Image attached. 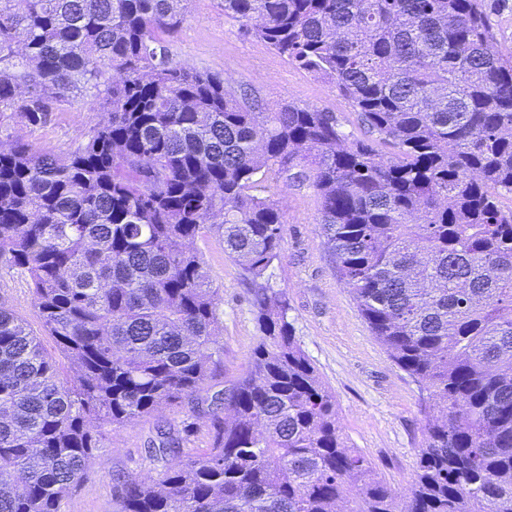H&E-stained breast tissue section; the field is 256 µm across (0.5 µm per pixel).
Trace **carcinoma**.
Masks as SVG:
<instances>
[{
  "mask_svg": "<svg viewBox=\"0 0 512 512\" xmlns=\"http://www.w3.org/2000/svg\"><path fill=\"white\" fill-rule=\"evenodd\" d=\"M184 0H0V260L25 276L58 355L0 302V512H61L109 429L191 403L209 448L118 512H512V58L499 0H222L279 57L328 79L363 129L288 103L259 111L173 62ZM105 119L63 155L11 138L76 95ZM390 145L394 152L379 150ZM320 202L340 281L428 393L401 502L351 448L297 343L286 292L252 293L261 336L221 397L219 289L195 240L245 279L281 260L262 183L293 168ZM74 376L61 378L59 359ZM157 426L150 456L180 452ZM496 48L504 57H512V0L500 2L489 13Z\"/></svg>",
  "mask_w": 512,
  "mask_h": 512,
  "instance_id": "1",
  "label": "carcinoma"
}]
</instances>
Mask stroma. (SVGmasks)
Wrapping results in <instances>:
<instances>
[{"instance_id":"1","label":"stroma","mask_w":512,"mask_h":512,"mask_svg":"<svg viewBox=\"0 0 512 512\" xmlns=\"http://www.w3.org/2000/svg\"><path fill=\"white\" fill-rule=\"evenodd\" d=\"M173 61L217 73L259 100L263 111L295 102L336 113L344 131L361 137L357 116L333 84L295 68L265 43L246 36L239 23L225 17L221 0H189L180 32L166 41ZM100 104L78 97L54 112L38 128L15 125L13 137L41 151L63 154L80 136L103 120ZM284 211L282 257L270 271L271 286L288 295V319L303 351L336 396V412L350 447L360 450L376 473L402 497L408 496L417 472L423 434V395L418 385L390 358L373 336L335 264L319 228V200L308 183L279 178L271 182ZM205 269L222 298L224 372L216 389L244 373L260 333L249 303L253 286L240 267L209 237L199 241ZM0 300L39 329L23 276L0 264ZM189 404L165 408L110 431L109 444L97 453L77 491L62 512H115V474L154 478L161 462L145 452L157 425H180Z\"/></svg>"}]
</instances>
